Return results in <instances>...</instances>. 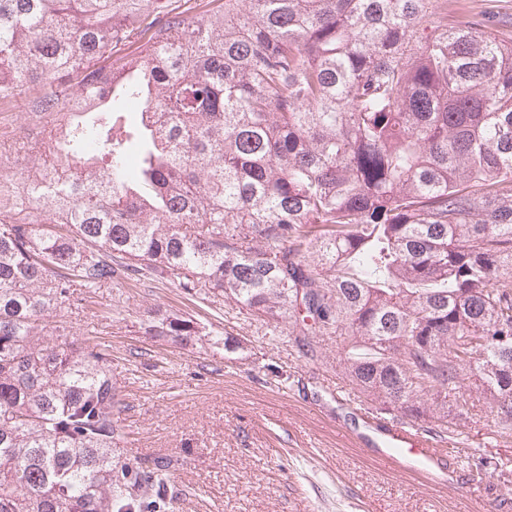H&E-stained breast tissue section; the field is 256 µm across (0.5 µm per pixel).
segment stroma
Returning <instances> with one entry per match:
<instances>
[{
  "mask_svg": "<svg viewBox=\"0 0 512 512\" xmlns=\"http://www.w3.org/2000/svg\"><path fill=\"white\" fill-rule=\"evenodd\" d=\"M449 24L487 15L512 38V0H434ZM173 310L244 342L227 353L146 336L149 312ZM57 321L112 355L124 459L161 467V512H512V443L496 442L480 391L457 418L454 481L420 483L358 443L364 426L338 367L342 343L303 356L288 336L234 302L190 296L153 277L76 289Z\"/></svg>",
  "mask_w": 512,
  "mask_h": 512,
  "instance_id": "35a3bbf8",
  "label": "stroma"
}]
</instances>
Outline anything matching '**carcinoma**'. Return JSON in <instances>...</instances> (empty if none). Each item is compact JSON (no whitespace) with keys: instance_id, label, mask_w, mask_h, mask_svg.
Returning <instances> with one entry per match:
<instances>
[{"instance_id":"obj_1","label":"carcinoma","mask_w":512,"mask_h":512,"mask_svg":"<svg viewBox=\"0 0 512 512\" xmlns=\"http://www.w3.org/2000/svg\"><path fill=\"white\" fill-rule=\"evenodd\" d=\"M242 2L0 0V112L68 111L71 170L0 188V512H132L163 487L114 462L111 354L53 322L120 274L305 353L336 337L385 418L443 425L473 376L512 437V43L433 0ZM144 331L243 348L175 312Z\"/></svg>"}]
</instances>
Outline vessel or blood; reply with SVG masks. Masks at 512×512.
Returning a JSON list of instances; mask_svg holds the SVG:
<instances>
[{
  "label": "vessel or blood",
  "mask_w": 512,
  "mask_h": 512,
  "mask_svg": "<svg viewBox=\"0 0 512 512\" xmlns=\"http://www.w3.org/2000/svg\"><path fill=\"white\" fill-rule=\"evenodd\" d=\"M369 433L366 445L385 448L396 469L439 475L446 466L447 455L433 441L421 435L418 429L402 420L380 419L366 415Z\"/></svg>",
  "instance_id": "1"
}]
</instances>
